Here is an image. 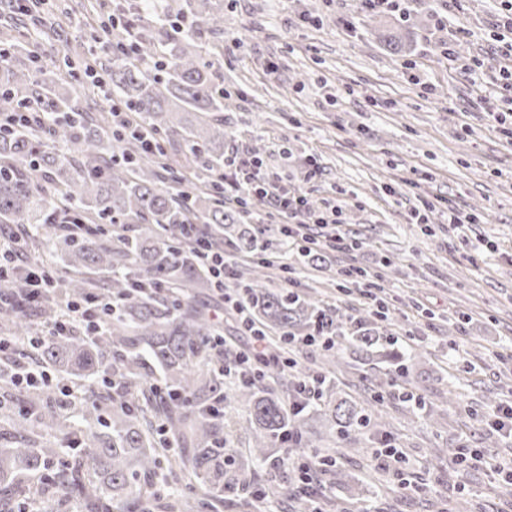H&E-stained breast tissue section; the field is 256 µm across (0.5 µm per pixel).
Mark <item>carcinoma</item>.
<instances>
[{"label": "carcinoma", "instance_id": "obj_1", "mask_svg": "<svg viewBox=\"0 0 512 512\" xmlns=\"http://www.w3.org/2000/svg\"><path fill=\"white\" fill-rule=\"evenodd\" d=\"M149 19L122 20L119 40L93 70L97 93L117 96L137 114L138 126L158 137L162 149L141 152L138 139L112 138L105 117L82 108L69 93L76 76L66 59L43 63L22 46L3 62L6 107L27 103L46 110L45 119L21 129H0V224H16L17 246L45 257H59L66 271L50 283L37 307L57 316L63 302L98 298L120 301L99 336H43L36 341L39 362L56 372L93 380L112 360V376L125 392L97 394L88 388L80 407L63 414L41 395L27 396V413L7 417L0 433L11 447H0V512L31 491L39 478L42 493L75 501L77 512H219L228 493L240 508H261L288 493L261 468L285 472L288 454L275 455L295 430L305 445L308 419L294 406L290 388L310 376L293 362L294 380L284 384L282 369H265L232 393L247 411L252 447L230 448L224 440V338L197 297L215 287L186 224H201L213 249H224V228L236 226L235 248L254 251L257 240L241 223L250 203L225 200L222 75L207 58L202 36L224 33L219 0H183L177 15L193 19L190 30L174 31L170 0L143 6ZM96 10L78 3L43 25L44 40L59 38L78 13ZM178 145L192 178L167 162V146ZM77 219L88 233L72 237L65 220ZM272 263L259 257L244 288L249 317L281 347L290 336L318 325L347 337L346 350L364 365L387 363L398 369L416 353L379 343L372 319L346 325L335 311L310 296L276 291L266 285ZM25 277L0 274V331L16 337L26 324ZM214 364L210 372L197 363ZM312 416L342 438L358 425L356 406L336 398L328 383ZM39 424L82 445L80 454L44 474L60 456L52 445L29 439ZM169 435L155 440L152 430ZM174 484L189 491L162 502L153 490L162 465Z\"/></svg>", "mask_w": 512, "mask_h": 512}]
</instances>
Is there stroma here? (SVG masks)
<instances>
[{
    "label": "stroma",
    "mask_w": 512,
    "mask_h": 512,
    "mask_svg": "<svg viewBox=\"0 0 512 512\" xmlns=\"http://www.w3.org/2000/svg\"><path fill=\"white\" fill-rule=\"evenodd\" d=\"M96 2L39 58L77 43L104 56L109 18L129 0ZM407 7L397 54L378 38L380 14L357 0H224L215 62L235 132L224 151L242 159L258 150L281 184L336 207L334 230L353 244L331 252L326 276L277 269L271 286L359 316L370 311L363 286L342 293L336 276L366 269L390 305L381 344L419 350L393 387L382 365L340 374L338 387L386 432L322 476L323 495L337 512H512L511 477L456 463L474 449L512 463V439L470 416L512 403V139L497 128L496 68L480 85L467 68L492 54L497 4ZM419 207L421 224L412 219ZM452 208L469 223L450 225ZM386 443L401 461L383 468L374 451Z\"/></svg>",
    "instance_id": "1"
}]
</instances>
